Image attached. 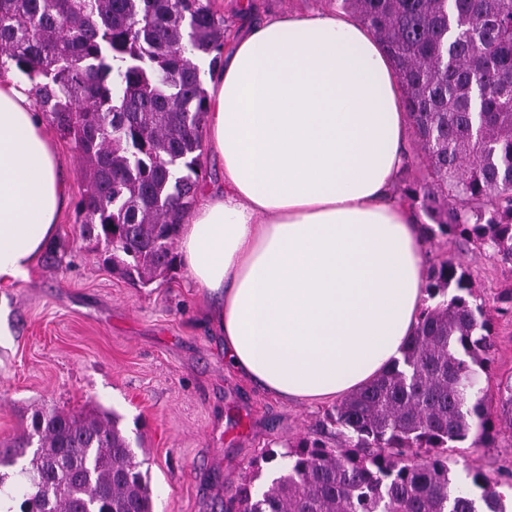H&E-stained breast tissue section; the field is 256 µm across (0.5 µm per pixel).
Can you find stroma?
Wrapping results in <instances>:
<instances>
[{
	"instance_id": "1",
	"label": "stroma",
	"mask_w": 512,
	"mask_h": 512,
	"mask_svg": "<svg viewBox=\"0 0 512 512\" xmlns=\"http://www.w3.org/2000/svg\"><path fill=\"white\" fill-rule=\"evenodd\" d=\"M57 146L70 186L58 237L0 291V448L36 409L105 410L132 441L154 512H223L253 460L319 430L328 407L282 401L239 376L186 266L145 287L103 267L76 222L79 160L66 139ZM426 253L467 266L485 301L512 288V266L489 253L441 241ZM451 458L456 480L479 468L512 498V433Z\"/></svg>"
}]
</instances>
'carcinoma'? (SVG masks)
Here are the masks:
<instances>
[{
    "instance_id": "cac0c4a2",
    "label": "carcinoma",
    "mask_w": 512,
    "mask_h": 512,
    "mask_svg": "<svg viewBox=\"0 0 512 512\" xmlns=\"http://www.w3.org/2000/svg\"><path fill=\"white\" fill-rule=\"evenodd\" d=\"M383 44L426 176L400 188L425 240L460 241L512 264V0H339ZM211 0H0V74L23 75L79 155L80 236L146 287L176 264L200 187L208 112L199 61L223 65ZM428 298L393 369L342 398L315 436L265 449L224 512H505L498 482L451 473L448 449L493 447L492 318L466 267L436 259ZM512 429V383L501 388ZM286 460L262 490L263 465ZM142 462L115 415L36 410L0 455L26 478L20 512H153Z\"/></svg>"
}]
</instances>
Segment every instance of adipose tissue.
<instances>
[{"label": "adipose tissue", "mask_w": 512, "mask_h": 512, "mask_svg": "<svg viewBox=\"0 0 512 512\" xmlns=\"http://www.w3.org/2000/svg\"><path fill=\"white\" fill-rule=\"evenodd\" d=\"M410 132L393 66L355 17H245L210 80L223 182L179 240L218 299L227 362L266 393L333 402L403 364L428 303L422 228L395 190ZM69 200L33 95L0 75V288L27 276Z\"/></svg>", "instance_id": "1"}]
</instances>
